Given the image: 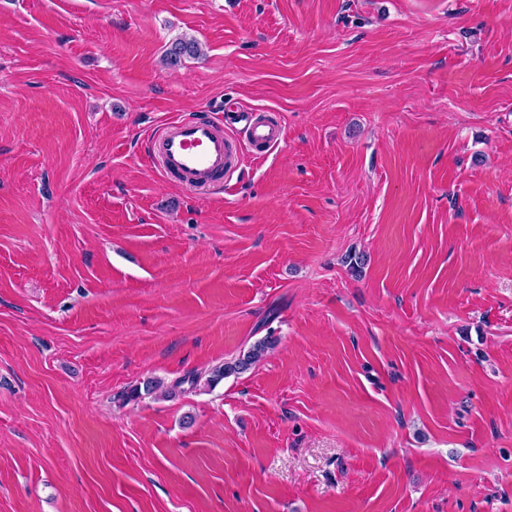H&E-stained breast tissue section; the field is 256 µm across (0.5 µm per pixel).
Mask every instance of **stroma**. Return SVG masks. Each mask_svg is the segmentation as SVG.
Masks as SVG:
<instances>
[{
  "mask_svg": "<svg viewBox=\"0 0 512 512\" xmlns=\"http://www.w3.org/2000/svg\"><path fill=\"white\" fill-rule=\"evenodd\" d=\"M0 512H512V0H0ZM198 43L193 39H177L165 50L164 64L168 67H177L184 57L196 58L200 56ZM245 122L244 136L247 143L260 153H268L284 139L283 127L273 119L258 112H245L239 115ZM238 147L224 133V117H181L147 140L146 153L160 171L182 187L224 191L236 167ZM275 340L267 336L264 339L256 341L249 349L232 361H224L209 370L203 387L212 389L216 387L225 377L232 374H239L248 370L253 364L260 361L265 354L273 348ZM184 381L185 380H183V382ZM183 382L178 381L172 386H167V385H165L164 381H162L160 379L147 380L144 382V385H143L144 393H142L141 387L137 386V387L133 388L132 390H130L126 394V398H127V400H130V401H136V400L142 398L143 395H156L159 397H170V396H173V394L175 393V388L180 386Z\"/></svg>",
  "mask_w": 512,
  "mask_h": 512,
  "instance_id": "obj_1",
  "label": "stroma"
}]
</instances>
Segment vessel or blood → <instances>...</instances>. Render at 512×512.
<instances>
[{"instance_id": "b4317fda", "label": "vessel or blood", "mask_w": 512, "mask_h": 512, "mask_svg": "<svg viewBox=\"0 0 512 512\" xmlns=\"http://www.w3.org/2000/svg\"><path fill=\"white\" fill-rule=\"evenodd\" d=\"M247 143L268 153L284 139L283 127L257 112L242 114ZM238 147L224 131L223 117H181L166 123L147 140L146 153L160 171L182 187L221 190L236 167Z\"/></svg>"}]
</instances>
